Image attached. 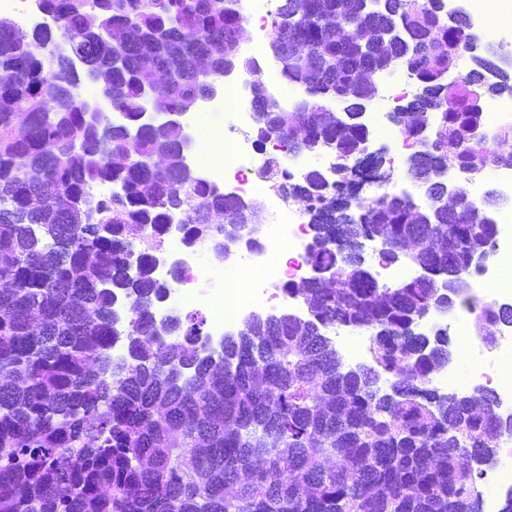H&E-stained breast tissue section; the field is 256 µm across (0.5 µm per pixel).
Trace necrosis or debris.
I'll use <instances>...</instances> for the list:
<instances>
[{
  "label": "necrosis or debris",
  "mask_w": 512,
  "mask_h": 512,
  "mask_svg": "<svg viewBox=\"0 0 512 512\" xmlns=\"http://www.w3.org/2000/svg\"><path fill=\"white\" fill-rule=\"evenodd\" d=\"M247 81L239 78L226 81L220 97L208 100L202 111L188 115L191 129H198L203 117L223 111L230 118L219 129L212 143L216 158L203 165L206 183L248 199L265 196L271 219L257 248L244 261L257 274L249 287L235 284L236 264L223 263L211 256L205 245L185 248L179 234L169 236L166 247L153 256V276L164 281L174 264H181L183 275L170 288L164 307H192L205 310L211 319L210 336L221 344L225 333L237 329L253 312L261 309L289 307L297 315H305V307L287 297L281 286L309 277L312 266L307 260L310 218L307 211L288 206L280 197L267 192L257 175L266 155L244 134L253 123L254 112L246 95ZM512 362V340L500 342L496 350H476L472 367L466 373L449 369L439 380L440 391L464 390L472 385L495 384L498 411L512 415V380H504L508 363Z\"/></svg>",
  "instance_id": "obj_1"
}]
</instances>
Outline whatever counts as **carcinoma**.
Here are the masks:
<instances>
[{"label": "carcinoma", "instance_id": "obj_1", "mask_svg": "<svg viewBox=\"0 0 512 512\" xmlns=\"http://www.w3.org/2000/svg\"><path fill=\"white\" fill-rule=\"evenodd\" d=\"M43 2L70 37L66 53L101 76L98 105L117 117L87 124L66 57L45 38L0 26V512H459L460 502L481 499L478 480L512 439V417L498 413L486 387L446 395L429 387L448 353V330L428 336L415 325L455 310L473 317L478 337L494 347L512 327V307L468 284L444 308L440 283H383L351 258L333 288L285 284L306 315L257 313L224 336L219 358L194 352L200 325L177 309L158 337L154 309L168 285L152 276L149 242H162L178 215L187 244L222 245L237 226L205 224L203 215L212 207L232 214L239 199L176 165H151L159 152L178 154L179 134L142 118L148 75L136 61L142 51L158 60L171 78L162 109L175 112L206 85L198 66L212 47L223 50L215 70L235 57L242 8L226 11L221 0ZM339 6L353 27L378 35L403 22L415 38L436 33L448 47L446 58L420 59L399 47L394 62L427 90L416 107L432 126L434 150L408 159L423 202L388 193L366 208L374 234L399 245L435 241L396 261L466 269L491 250L498 225L471 215L448 223L439 209L448 183L433 170L446 163L473 177L497 164L487 142L470 136L485 125L475 78L439 80L470 32L434 26L425 0H384L374 16L364 0H281L272 35L299 49L318 46L321 62L311 72L285 62L279 75L304 87L300 121L310 144L346 155L363 128L356 120L338 127L324 109L343 92L363 93L362 78L385 62L332 37ZM97 11L124 30V41L90 30ZM115 52L121 67L112 66ZM48 93L54 112L43 111ZM276 101L252 105L262 146L292 132L288 117L268 120ZM106 135L115 153L132 150L139 164L100 157ZM265 174L282 177L285 195L315 216L329 194L309 174L289 182L273 156ZM97 185L112 191L91 202ZM420 210L429 223H416ZM313 226L309 262L336 266V233ZM337 325L375 330L374 377L345 365L327 335ZM461 444L485 457L481 473L454 452Z\"/></svg>", "mask_w": 512, "mask_h": 512}]
</instances>
